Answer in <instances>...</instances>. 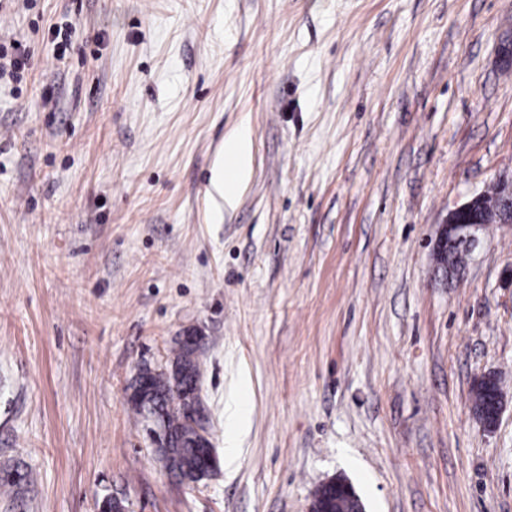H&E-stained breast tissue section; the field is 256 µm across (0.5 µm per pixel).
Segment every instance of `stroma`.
<instances>
[{"instance_id": "1", "label": "stroma", "mask_w": 512, "mask_h": 512, "mask_svg": "<svg viewBox=\"0 0 512 512\" xmlns=\"http://www.w3.org/2000/svg\"><path fill=\"white\" fill-rule=\"evenodd\" d=\"M510 34L512 0H0L31 51L0 80V512H308L337 476L365 512H512V224L459 281L433 261L512 172ZM190 330L193 485L129 400ZM234 152V161L240 172H245L250 163L251 141L249 129L242 125L228 142ZM494 185L485 193H475L466 201L456 205L448 212L444 224L439 226L433 254L435 272L442 283L448 284V277L451 274L448 268V253L457 251L461 266L463 263L466 266V257L479 245L487 220L492 217L499 218L500 213L497 210L499 200L504 199L509 204L512 203V173L500 174L495 178ZM495 187L497 195L489 202L486 195L495 196Z\"/></svg>"}]
</instances>
